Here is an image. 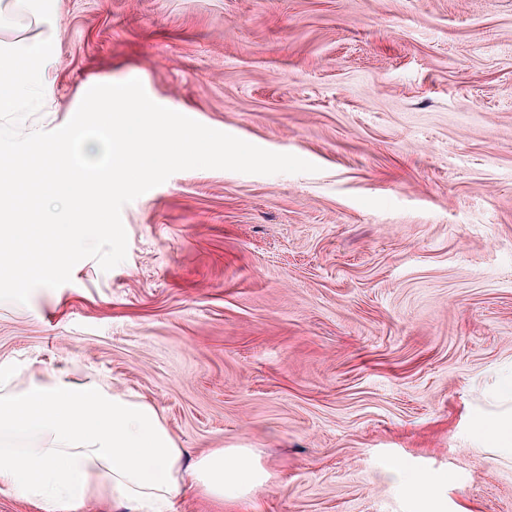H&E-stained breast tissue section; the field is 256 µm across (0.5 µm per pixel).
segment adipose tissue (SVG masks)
Returning <instances> with one entry per match:
<instances>
[{
	"label": "adipose tissue",
	"instance_id": "obj_1",
	"mask_svg": "<svg viewBox=\"0 0 512 512\" xmlns=\"http://www.w3.org/2000/svg\"><path fill=\"white\" fill-rule=\"evenodd\" d=\"M504 406L482 427L487 447L512 456V378L493 389ZM266 473L245 448H213L192 464L152 406L108 392L94 380L76 383L69 369L24 386L0 366V494L81 512H172L197 491L216 508L250 497Z\"/></svg>",
	"mask_w": 512,
	"mask_h": 512
}]
</instances>
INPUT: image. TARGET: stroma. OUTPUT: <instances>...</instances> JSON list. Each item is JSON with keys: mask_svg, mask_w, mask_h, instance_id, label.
Returning a JSON list of instances; mask_svg holds the SVG:
<instances>
[{"mask_svg": "<svg viewBox=\"0 0 512 512\" xmlns=\"http://www.w3.org/2000/svg\"><path fill=\"white\" fill-rule=\"evenodd\" d=\"M47 38L53 107L22 131L136 78L319 170H185L125 205L124 262L0 301L18 383L96 376L188 462L251 449L262 512H512V457L477 451L512 375V0H59L0 22Z\"/></svg>", "mask_w": 512, "mask_h": 512, "instance_id": "obj_1", "label": "stroma"}]
</instances>
